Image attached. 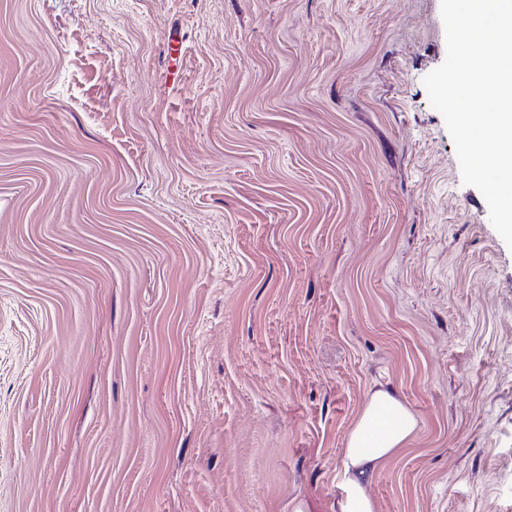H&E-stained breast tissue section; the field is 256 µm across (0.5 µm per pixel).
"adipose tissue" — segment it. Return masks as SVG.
Segmentation results:
<instances>
[{"mask_svg":"<svg viewBox=\"0 0 512 512\" xmlns=\"http://www.w3.org/2000/svg\"><path fill=\"white\" fill-rule=\"evenodd\" d=\"M415 427L413 414L393 391L379 390L371 396L348 437L340 512H374L365 477L401 448Z\"/></svg>","mask_w":512,"mask_h":512,"instance_id":"adipose-tissue-1","label":"adipose tissue"}]
</instances>
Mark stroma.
<instances>
[{
  "label": "stroma",
  "mask_w": 512,
  "mask_h": 512,
  "mask_svg": "<svg viewBox=\"0 0 512 512\" xmlns=\"http://www.w3.org/2000/svg\"><path fill=\"white\" fill-rule=\"evenodd\" d=\"M441 0H0V512H512V249ZM415 427V417L392 390L371 396L348 437L339 512H374L365 477L401 448Z\"/></svg>",
  "instance_id": "1"
}]
</instances>
